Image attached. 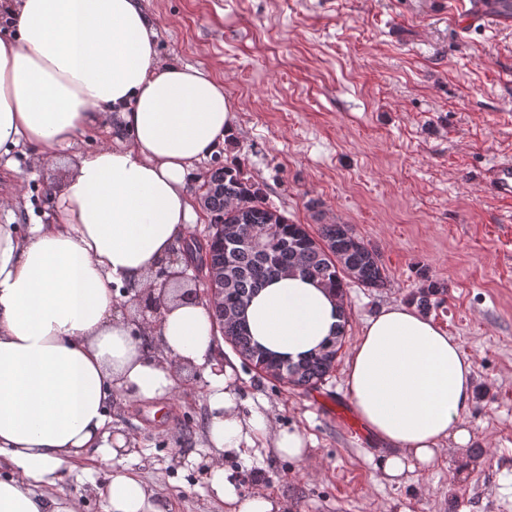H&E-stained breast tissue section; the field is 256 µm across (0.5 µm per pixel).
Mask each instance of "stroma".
<instances>
[{
  "label": "stroma",
  "instance_id": "obj_1",
  "mask_svg": "<svg viewBox=\"0 0 512 512\" xmlns=\"http://www.w3.org/2000/svg\"><path fill=\"white\" fill-rule=\"evenodd\" d=\"M168 62L221 79L237 108L233 138L196 166L198 193L221 160L243 161L269 207L289 222L352 225L380 254L383 287L348 281L350 349L365 320L411 304L422 276L444 283L429 316L474 363L464 452L384 480L373 435L355 438L336 415L350 409L342 371L306 391L258 375L224 339L213 354L234 364L243 410L309 438V458L225 454L243 493L276 496L285 512H512V206L479 184L512 155V24L458 32L442 0H144ZM0 164V193L22 184L31 213L49 211L46 185L64 167L16 154ZM208 382L184 371L178 391L154 401L116 398L112 431L135 450L127 467L163 512H225L203 477ZM110 469L79 463L67 489L83 512Z\"/></svg>",
  "mask_w": 512,
  "mask_h": 512
}]
</instances>
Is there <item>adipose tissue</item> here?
I'll return each mask as SVG.
<instances>
[{"instance_id": "1", "label": "adipose tissue", "mask_w": 512, "mask_h": 512, "mask_svg": "<svg viewBox=\"0 0 512 512\" xmlns=\"http://www.w3.org/2000/svg\"><path fill=\"white\" fill-rule=\"evenodd\" d=\"M13 32L0 38V160L28 146L58 162L86 128L113 116L112 146L76 153L51 187L46 221L18 232V199L0 196V512H79L65 488L89 454L112 465L98 489L103 512H159L112 435L116 396H169L183 368L208 382L206 430L217 452L244 453L268 440L282 458L305 459L296 430H272L245 413L233 370L211 356L218 326L208 306L167 302L134 326L116 301L158 288L198 214L188 190L196 164L233 133L237 108L222 81L162 62L143 0H0ZM342 301L297 274L269 280L242 313L257 347L288 363L337 334ZM342 385L384 446L381 472L398 482L415 464L462 452L474 367L433 319L405 304L364 323ZM227 512H282L268 493L241 495L221 464L205 477Z\"/></svg>"}]
</instances>
